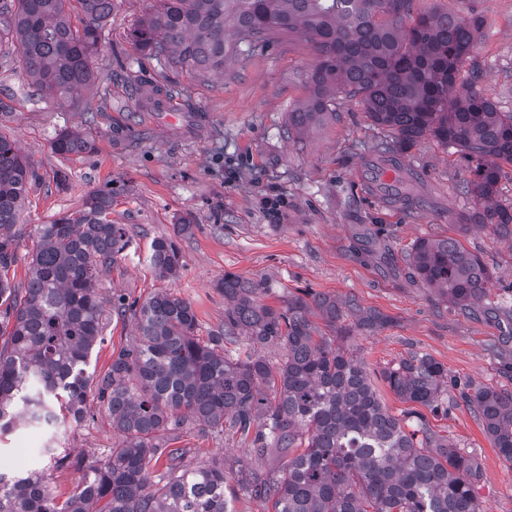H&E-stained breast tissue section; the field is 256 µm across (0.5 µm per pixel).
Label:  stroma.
Returning a JSON list of instances; mask_svg holds the SVG:
<instances>
[{"mask_svg": "<svg viewBox=\"0 0 512 512\" xmlns=\"http://www.w3.org/2000/svg\"><path fill=\"white\" fill-rule=\"evenodd\" d=\"M154 0H116L94 65L98 77L77 95L78 106L58 105L36 91L17 58L0 59V135L13 140L39 175L31 204L18 227L24 232L7 278L26 288L31 234L81 207L84 197L112 189L113 223L125 225L130 247L104 273V298L125 294L144 301L170 289L197 316V336L224 328V295L232 273L268 290L263 303L282 306L311 290L389 317L374 334L354 331L345 346L374 369L414 353L447 368L446 415L430 417L432 429L475 458L479 512H512V463L503 460L482 422L460 397L465 384L512 391V238L457 219L473 212L475 198L461 194L473 163L435 138H421L403 163L416 173L418 204L405 207L378 191L376 145L385 135L362 104L337 96L336 113L311 124L300 139L287 134L288 114L311 92L308 76L318 59L313 48L288 34L274 35L252 52L227 36L223 73L198 74L136 50L131 32ZM415 12L478 13L485 24L459 72L499 111L512 112V0H414ZM162 92L161 108L148 104L135 78ZM101 104L82 111L83 102ZM77 130L94 143L91 152L61 156L51 149L61 132ZM175 238L183 266L159 278L149 263L151 244ZM453 237L477 255L496 286L484 299L460 308L426 285L408 263L423 238ZM133 318H112L86 360L99 378L113 351L132 340ZM90 419L66 420L59 446L71 455L99 460L116 438L107 414L89 399ZM45 433L18 426L0 436V468L48 470ZM183 463L222 461L227 478L240 465L280 468L287 453L272 449L257 458L238 437L190 425L175 442Z\"/></svg>", "mask_w": 512, "mask_h": 512, "instance_id": "stroma-1", "label": "stroma"}]
</instances>
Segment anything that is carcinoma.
Wrapping results in <instances>:
<instances>
[{"mask_svg":"<svg viewBox=\"0 0 512 512\" xmlns=\"http://www.w3.org/2000/svg\"><path fill=\"white\" fill-rule=\"evenodd\" d=\"M413 0H156L134 31L136 48L191 70L224 69V30L231 26L248 49L273 31L311 44L318 63L311 95L288 113L300 132L331 111L340 93L360 98L373 125L390 132L378 144L385 168L404 173L399 199L409 202L413 174L402 156L429 135L459 146L475 163L461 192L482 208L460 218V230L490 227L512 236V208L494 202L502 164H512V112L457 84L459 67L475 45L483 20L448 12L411 13ZM114 0H0V40L17 44L33 86L61 98L94 82V59ZM77 10L80 24L71 21ZM93 149L82 133L52 142L62 156ZM38 174L14 142L0 136V270L16 259L12 233ZM112 191L92 192L82 208L33 236L24 292L0 276V434L18 420L55 427L64 410L86 416L90 380L82 365L103 332L105 313L132 315L138 337L112 354L96 381L97 400L119 434L106 458L85 463L47 448L49 467L82 472L74 491L58 500L40 474H0V512H234L224 493V464L183 469L171 435L194 422L239 435L257 455L270 448H303L280 471H237L242 491L273 502V512H478L479 467L467 453L439 439L417 411L399 418L380 401L373 377L401 400L438 410L445 404L448 369L413 354L374 374L342 346L345 324L373 333L387 318L354 298L340 301L305 291L280 307L260 302L265 289L224 275V332L202 343L194 336L190 303L160 289L143 303L99 296L102 271L129 245L123 224L109 220ZM150 261L164 278L182 267L172 238L151 244ZM409 261L428 286L462 307L494 287L487 268L459 240L420 239ZM318 311L330 335L310 315ZM249 342L232 350L239 334ZM276 344L284 358L262 349ZM499 455L512 462V391L478 387L464 393ZM169 466L151 482L154 456Z\"/></svg>","mask_w":512,"mask_h":512,"instance_id":"obj_1","label":"carcinoma"}]
</instances>
